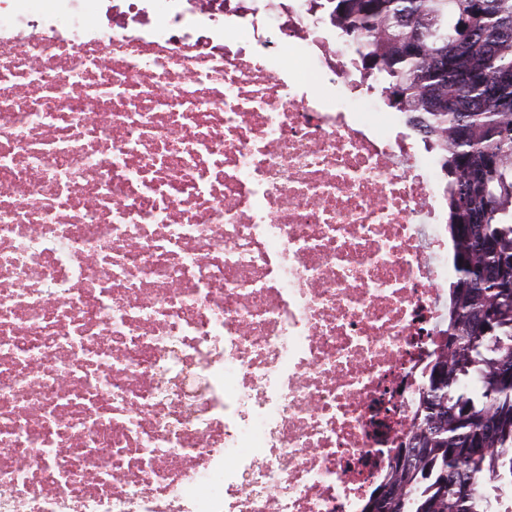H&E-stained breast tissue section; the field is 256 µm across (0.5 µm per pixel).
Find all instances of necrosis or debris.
Instances as JSON below:
<instances>
[{
	"mask_svg": "<svg viewBox=\"0 0 512 512\" xmlns=\"http://www.w3.org/2000/svg\"><path fill=\"white\" fill-rule=\"evenodd\" d=\"M404 122L311 0H0V512H363L454 277Z\"/></svg>",
	"mask_w": 512,
	"mask_h": 512,
	"instance_id": "obj_1",
	"label": "necrosis or debris"
}]
</instances>
